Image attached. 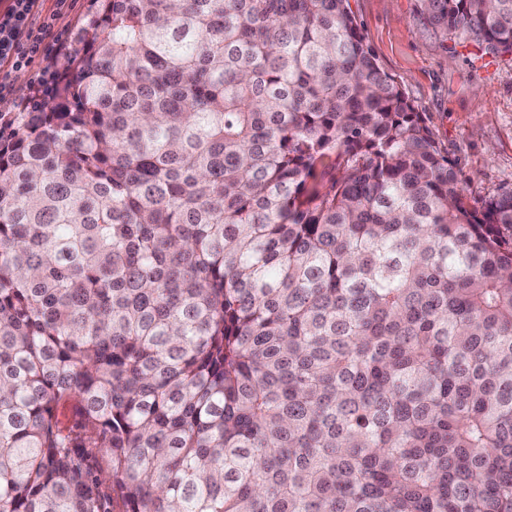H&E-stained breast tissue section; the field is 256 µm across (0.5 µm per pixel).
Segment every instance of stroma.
I'll list each match as a JSON object with an SVG mask.
<instances>
[{
    "instance_id": "stroma-1",
    "label": "stroma",
    "mask_w": 512,
    "mask_h": 512,
    "mask_svg": "<svg viewBox=\"0 0 512 512\" xmlns=\"http://www.w3.org/2000/svg\"><path fill=\"white\" fill-rule=\"evenodd\" d=\"M378 66L413 98L479 206L512 190V54L443 37L421 0H350Z\"/></svg>"
}]
</instances>
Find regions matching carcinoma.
I'll list each match as a JSON object with an SVG mask.
<instances>
[{
  "mask_svg": "<svg viewBox=\"0 0 512 512\" xmlns=\"http://www.w3.org/2000/svg\"><path fill=\"white\" fill-rule=\"evenodd\" d=\"M422 4L512 53V0ZM92 7L0 112V512H512V191L349 0Z\"/></svg>",
  "mask_w": 512,
  "mask_h": 512,
  "instance_id": "carcinoma-1",
  "label": "carcinoma"
}]
</instances>
